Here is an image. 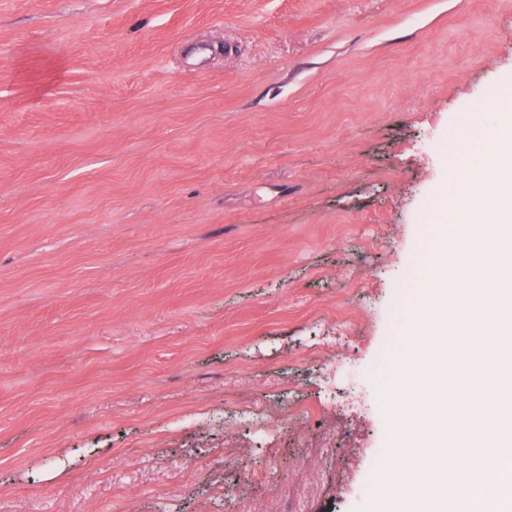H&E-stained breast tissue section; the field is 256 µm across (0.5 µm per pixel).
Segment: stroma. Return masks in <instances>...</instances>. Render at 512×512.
Segmentation results:
<instances>
[{"instance_id":"stroma-1","label":"stroma","mask_w":512,"mask_h":512,"mask_svg":"<svg viewBox=\"0 0 512 512\" xmlns=\"http://www.w3.org/2000/svg\"><path fill=\"white\" fill-rule=\"evenodd\" d=\"M510 78L512 0H0V512H368L448 133ZM275 412L264 404H256L243 415H234L232 425L245 426L258 432L264 431L274 422Z\"/></svg>"}]
</instances>
